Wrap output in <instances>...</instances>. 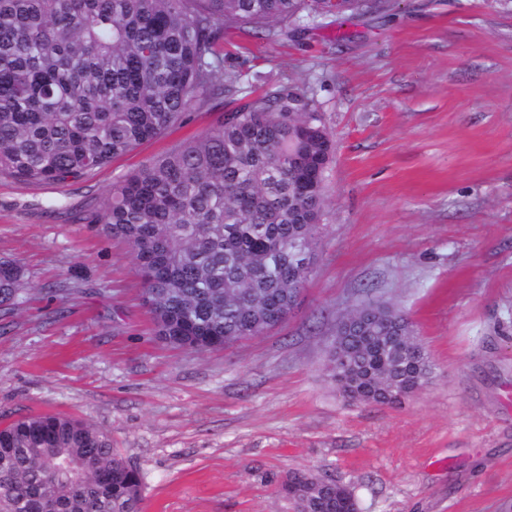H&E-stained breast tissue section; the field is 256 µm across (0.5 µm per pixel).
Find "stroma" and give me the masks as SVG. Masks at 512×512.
Masks as SVG:
<instances>
[{"instance_id":"obj_1","label":"stroma","mask_w":512,"mask_h":512,"mask_svg":"<svg viewBox=\"0 0 512 512\" xmlns=\"http://www.w3.org/2000/svg\"><path fill=\"white\" fill-rule=\"evenodd\" d=\"M357 30L224 33L241 87L295 85L336 145L304 290L262 335L167 345L129 246L77 219L234 99L67 184L0 175L20 283L0 304V425L56 413L108 434L143 512H293L294 470L348 485L359 512H512V0H398ZM377 301L436 364L399 405L347 401L329 377L337 316Z\"/></svg>"}]
</instances>
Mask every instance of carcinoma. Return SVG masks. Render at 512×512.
<instances>
[{
	"label": "carcinoma",
	"mask_w": 512,
	"mask_h": 512,
	"mask_svg": "<svg viewBox=\"0 0 512 512\" xmlns=\"http://www.w3.org/2000/svg\"><path fill=\"white\" fill-rule=\"evenodd\" d=\"M390 0H0V174L76 181L181 123L193 104L237 93L224 30L288 38L306 20L336 32ZM321 113L281 83L122 177L81 220L127 243L157 335L207 351L288 317L320 234L327 153ZM18 268L0 269V299ZM333 342L352 365L331 379L347 398L394 404L435 365L406 315L360 305ZM296 512H358L353 490L294 471ZM138 470L105 433L38 415L0 427V512H142Z\"/></svg>",
	"instance_id": "obj_1"
}]
</instances>
